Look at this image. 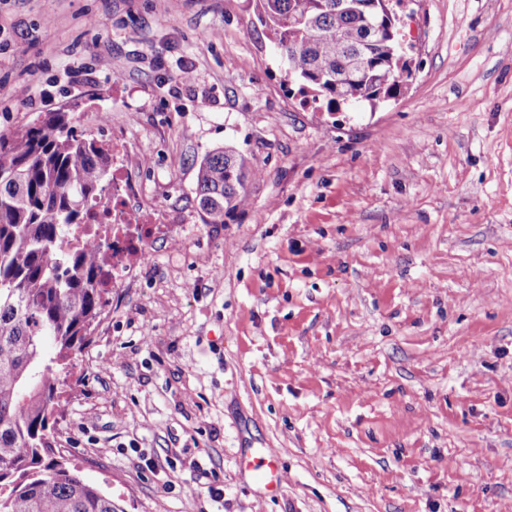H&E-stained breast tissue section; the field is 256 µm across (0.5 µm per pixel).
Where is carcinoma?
<instances>
[{
	"label": "carcinoma",
	"instance_id": "obj_1",
	"mask_svg": "<svg viewBox=\"0 0 512 512\" xmlns=\"http://www.w3.org/2000/svg\"><path fill=\"white\" fill-rule=\"evenodd\" d=\"M253 0L302 92L328 111L394 95L398 34L374 30L369 0ZM368 67L349 72L353 55ZM245 159L229 147L205 157L196 198L211 224L245 200ZM112 182V149L77 133L69 112L40 114L0 134V512H116L112 498L54 458L50 419L61 404V373L100 322L112 244H80L93 224L89 199ZM52 343L54 353L45 351Z\"/></svg>",
	"mask_w": 512,
	"mask_h": 512
}]
</instances>
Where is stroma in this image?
<instances>
[{
    "label": "stroma",
    "instance_id": "1",
    "mask_svg": "<svg viewBox=\"0 0 512 512\" xmlns=\"http://www.w3.org/2000/svg\"><path fill=\"white\" fill-rule=\"evenodd\" d=\"M399 16L397 95L331 112L251 0H0V133L49 108L121 134L130 206L174 218L55 415L118 512H512V0ZM224 145L252 174L212 224L196 171ZM275 456L272 451L266 454L265 458H256L252 461H248L247 469L253 479V482L259 489H264L268 492L276 490V485L272 479L271 462Z\"/></svg>",
    "mask_w": 512,
    "mask_h": 512
}]
</instances>
